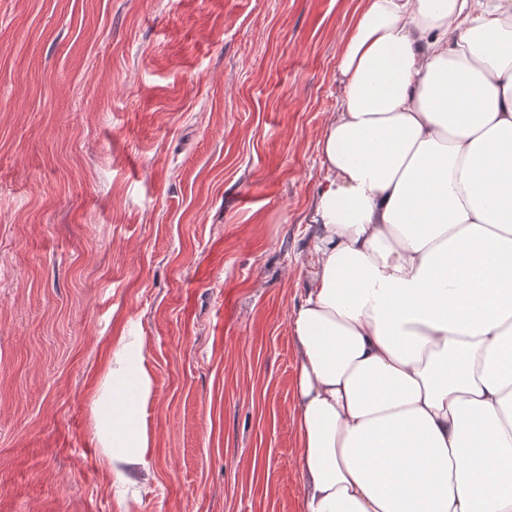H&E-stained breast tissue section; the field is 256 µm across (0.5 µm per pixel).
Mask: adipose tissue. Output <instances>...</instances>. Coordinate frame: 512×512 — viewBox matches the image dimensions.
Returning <instances> with one entry per match:
<instances>
[{"label": "adipose tissue", "mask_w": 512, "mask_h": 512, "mask_svg": "<svg viewBox=\"0 0 512 512\" xmlns=\"http://www.w3.org/2000/svg\"><path fill=\"white\" fill-rule=\"evenodd\" d=\"M291 315L300 512H512V0H360ZM102 436L148 445L138 341Z\"/></svg>", "instance_id": "ef3b65f1"}]
</instances>
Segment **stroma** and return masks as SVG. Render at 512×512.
<instances>
[{
	"instance_id": "obj_1",
	"label": "stroma",
	"mask_w": 512,
	"mask_h": 512,
	"mask_svg": "<svg viewBox=\"0 0 512 512\" xmlns=\"http://www.w3.org/2000/svg\"><path fill=\"white\" fill-rule=\"evenodd\" d=\"M357 5L0 0V512H299L290 320ZM111 387L106 407L112 412V427L103 434L102 441L105 448L112 447V459L123 470L121 466L136 463L141 448L148 446L140 415L150 395L151 378L137 340L125 342L112 361Z\"/></svg>"
}]
</instances>
